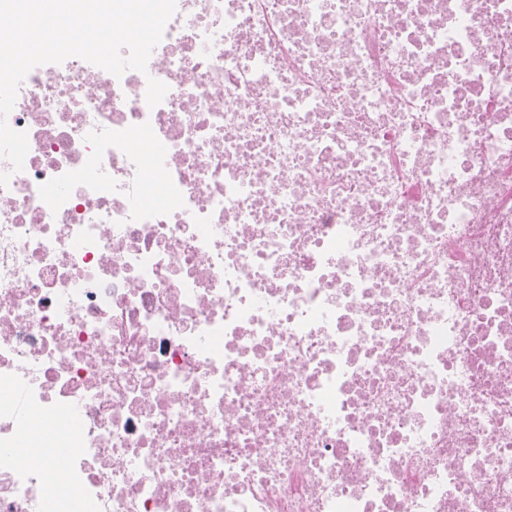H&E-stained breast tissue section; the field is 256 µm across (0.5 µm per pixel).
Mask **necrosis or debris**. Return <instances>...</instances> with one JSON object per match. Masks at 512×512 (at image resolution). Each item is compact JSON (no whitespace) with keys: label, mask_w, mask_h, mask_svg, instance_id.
I'll use <instances>...</instances> for the list:
<instances>
[{"label":"necrosis or debris","mask_w":512,"mask_h":512,"mask_svg":"<svg viewBox=\"0 0 512 512\" xmlns=\"http://www.w3.org/2000/svg\"><path fill=\"white\" fill-rule=\"evenodd\" d=\"M7 122L0 512H512V0H176Z\"/></svg>","instance_id":"4bbe7bcc"}]
</instances>
